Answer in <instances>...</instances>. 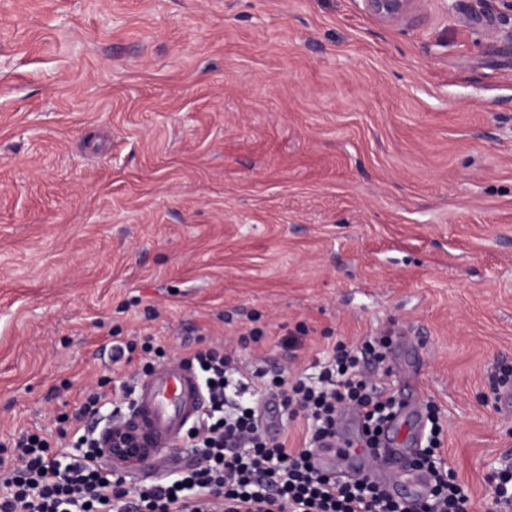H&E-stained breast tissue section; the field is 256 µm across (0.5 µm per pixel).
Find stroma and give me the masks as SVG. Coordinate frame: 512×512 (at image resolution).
<instances>
[{
  "label": "stroma",
  "mask_w": 512,
  "mask_h": 512,
  "mask_svg": "<svg viewBox=\"0 0 512 512\" xmlns=\"http://www.w3.org/2000/svg\"><path fill=\"white\" fill-rule=\"evenodd\" d=\"M512 14L499 0H0V456L217 345L317 382L389 337L491 512L512 464ZM264 339L241 346L252 328ZM155 350L113 363L119 341ZM415 0H363L366 9L379 19L395 22L403 18Z\"/></svg>",
  "instance_id": "obj_1"
}]
</instances>
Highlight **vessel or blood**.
Masks as SVG:
<instances>
[{"mask_svg": "<svg viewBox=\"0 0 512 512\" xmlns=\"http://www.w3.org/2000/svg\"><path fill=\"white\" fill-rule=\"evenodd\" d=\"M202 404L199 378L182 362L166 364L140 380L130 421L143 447L149 448L151 458L164 457L170 448L178 445L187 426L198 418ZM355 421V416L349 413L339 418L335 437L328 439L326 449L317 459L319 468L331 473L341 470L355 473L375 467L391 493L402 491L413 500L422 497L427 479L408 465L422 437L423 418L419 406L404 403L382 437L383 463L379 466L370 455L353 448L355 436L350 426Z\"/></svg>", "mask_w": 512, "mask_h": 512, "instance_id": "vessel-or-blood-1", "label": "vessel or blood"}]
</instances>
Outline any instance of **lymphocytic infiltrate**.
<instances>
[{"instance_id": "f902f5d3", "label": "lymphocytic infiltrate", "mask_w": 512, "mask_h": 512, "mask_svg": "<svg viewBox=\"0 0 512 512\" xmlns=\"http://www.w3.org/2000/svg\"><path fill=\"white\" fill-rule=\"evenodd\" d=\"M385 347L378 338L354 348L335 345L315 385L288 382L263 367L235 382L234 359L223 349L196 351L186 362L199 375L209 409L186 433L192 457L185 466L167 467L131 490L126 471L104 464L93 434L79 436L76 454L24 434L11 457L0 458V512H469L467 489L436 454L442 429L432 405L427 445L415 462L432 485L418 505L393 500L374 476L343 480L313 467L314 449L335 433L336 416L347 409L360 413L366 447H376L396 404L395 393L374 380ZM260 384L283 408L311 420L304 447L269 437L258 409L244 400Z\"/></svg>"}]
</instances>
